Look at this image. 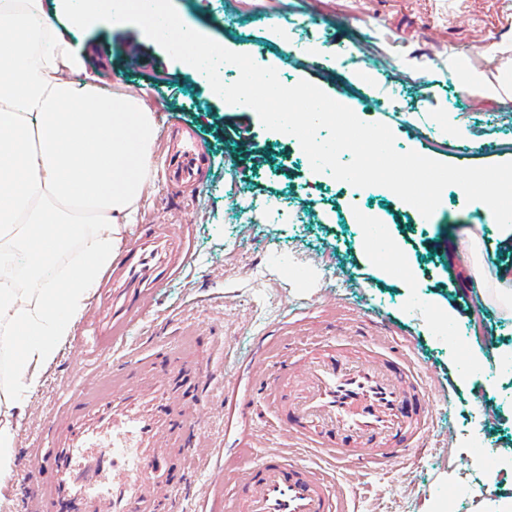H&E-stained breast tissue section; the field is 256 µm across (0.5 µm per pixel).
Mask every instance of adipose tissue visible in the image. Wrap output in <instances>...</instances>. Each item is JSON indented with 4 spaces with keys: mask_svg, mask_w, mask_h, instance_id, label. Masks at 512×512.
<instances>
[{
    "mask_svg": "<svg viewBox=\"0 0 512 512\" xmlns=\"http://www.w3.org/2000/svg\"><path fill=\"white\" fill-rule=\"evenodd\" d=\"M0 0V477L10 421L41 383L117 254L150 182L158 134L143 99L100 85L77 38L124 27L111 0Z\"/></svg>",
    "mask_w": 512,
    "mask_h": 512,
    "instance_id": "obj_1",
    "label": "adipose tissue"
}]
</instances>
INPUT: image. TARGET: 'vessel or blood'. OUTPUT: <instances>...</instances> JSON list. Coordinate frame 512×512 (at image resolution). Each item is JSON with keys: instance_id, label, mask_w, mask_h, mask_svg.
Masks as SVG:
<instances>
[{"instance_id": "vessel-or-blood-1", "label": "vessel or blood", "mask_w": 512, "mask_h": 512, "mask_svg": "<svg viewBox=\"0 0 512 512\" xmlns=\"http://www.w3.org/2000/svg\"><path fill=\"white\" fill-rule=\"evenodd\" d=\"M164 148L169 191L194 188L208 173L210 158L191 127H177ZM189 261L188 226L139 225L107 276L112 327L135 324L156 288ZM388 342L350 340L302 362L285 356L271 369L254 366L252 381L277 409L282 443L238 475L224 512H348L337 470L404 462L411 448L424 447L438 409L431 378ZM119 351L114 343L102 350L94 389L57 410L48 446L28 449L36 487L26 512H52L65 496L83 512H153L178 493L165 476L168 459L208 447L202 403L166 394L147 364L117 368ZM297 448L317 452L321 464L299 460Z\"/></svg>"}]
</instances>
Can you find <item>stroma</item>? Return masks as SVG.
I'll list each match as a JSON object with an SVG mask.
<instances>
[{
  "instance_id": "1",
  "label": "stroma",
  "mask_w": 512,
  "mask_h": 512,
  "mask_svg": "<svg viewBox=\"0 0 512 512\" xmlns=\"http://www.w3.org/2000/svg\"><path fill=\"white\" fill-rule=\"evenodd\" d=\"M193 29L226 49L261 44L291 86L308 80L366 122L386 124L398 151L456 166L512 161V0H173ZM91 66L118 90L144 96L161 129L191 126L211 157L199 186L168 193V159L152 157L139 223L187 224L192 260L161 288L126 340L188 401L203 400L214 445L202 465H171L183 497L163 512H224L233 479L225 457L257 463L251 437L277 444L275 419L248 365L257 336L277 337L296 357L348 332L398 336L405 352L446 385L451 408L428 428L427 446L404 464L364 467L343 486L350 512H497L512 497V463L488 471L474 444L512 456V308L482 300L461 234L473 227L482 261L512 277V249L486 205L447 187L430 220L383 187L355 188L317 173L299 142L266 130L244 105L227 104L206 78L173 60L135 25L95 23L80 35ZM377 214L403 274L370 255L363 213ZM450 310L432 317L431 304ZM197 330L200 360L179 341ZM102 325L81 318L15 415L17 454L0 478V512H22L33 471L24 453L57 408L89 384L95 360L81 349ZM252 398L247 416L236 399Z\"/></svg>"
}]
</instances>
